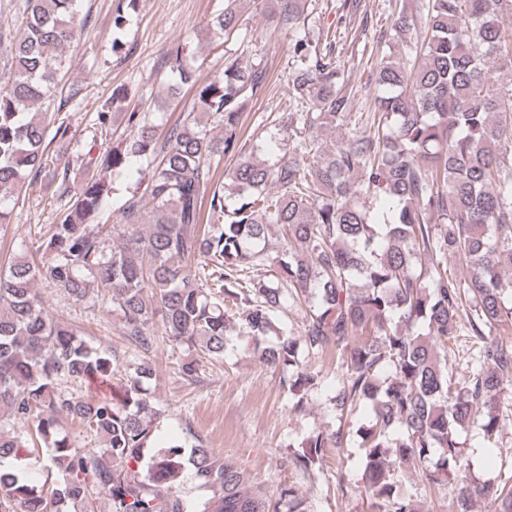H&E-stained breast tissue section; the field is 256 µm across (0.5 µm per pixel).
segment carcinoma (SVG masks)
<instances>
[{
  "instance_id": "obj_1",
  "label": "carcinoma",
  "mask_w": 512,
  "mask_h": 512,
  "mask_svg": "<svg viewBox=\"0 0 512 512\" xmlns=\"http://www.w3.org/2000/svg\"><path fill=\"white\" fill-rule=\"evenodd\" d=\"M82 2L25 0L26 28L0 78V224L10 223V203L30 175L59 183L62 201L55 223L0 269V512H94L100 495L109 512H185L179 484L188 468L212 492L199 512H277L196 433L192 445H153L151 354L164 340L186 349L179 373L196 382L199 357L223 359L235 329L263 361L296 368L288 385L296 412L315 385L300 351L336 354V409L370 410L357 433L364 491L378 512H416L394 480L397 468L452 481V512H512V485L474 480L460 442V431L474 428L484 447H499L501 394L512 387V337L500 331L512 326V280L503 278L512 267V79H504L512 0H425L416 15L400 10L394 37L420 33L419 52L381 59L372 72L376 110L360 132L335 44L299 34L308 0H268L265 21L293 33L294 126L275 160L236 149L242 112L267 80L261 64L231 54L220 77L199 84L178 49L167 63L195 88L191 108L164 124L125 109L126 136L106 153L86 148L72 198L70 168L53 164L48 147L69 136L60 112L74 94L52 113L43 105L71 64L66 48L86 22ZM249 2L222 0L197 46L240 35ZM134 4L119 0L113 29L125 28ZM127 96L112 90L100 128ZM325 129L342 130L332 148L321 142ZM229 152L237 158L221 183L214 161ZM134 161L145 174L119 208L112 242L104 209L111 175ZM367 194L387 205L383 222L361 202ZM273 227L282 241L274 256ZM40 282L77 304L112 306L122 344L110 353L90 346L51 315ZM290 304L305 306L298 335L280 320ZM457 336L477 358L454 383L448 340ZM68 379L96 394L67 396L59 385ZM62 416L101 438L102 452L60 433ZM26 426L50 448L55 480L46 488L18 466L33 452L17 432ZM345 447L343 427L319 432L297 463L305 469L323 449Z\"/></svg>"
}]
</instances>
